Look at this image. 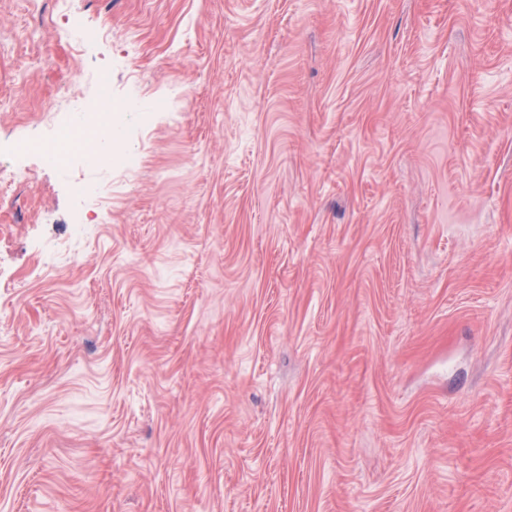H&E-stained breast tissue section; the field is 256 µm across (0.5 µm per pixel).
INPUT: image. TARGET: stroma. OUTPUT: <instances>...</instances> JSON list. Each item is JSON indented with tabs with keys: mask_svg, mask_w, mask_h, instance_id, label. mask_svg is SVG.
<instances>
[{
	"mask_svg": "<svg viewBox=\"0 0 512 512\" xmlns=\"http://www.w3.org/2000/svg\"><path fill=\"white\" fill-rule=\"evenodd\" d=\"M105 95L0 184V512H512V0H0V141ZM87 124L83 127H72L70 137L74 140H84L90 136L106 137L112 132V124H102L97 119V113H89Z\"/></svg>",
	"mask_w": 512,
	"mask_h": 512,
	"instance_id": "1",
	"label": "stroma"
}]
</instances>
